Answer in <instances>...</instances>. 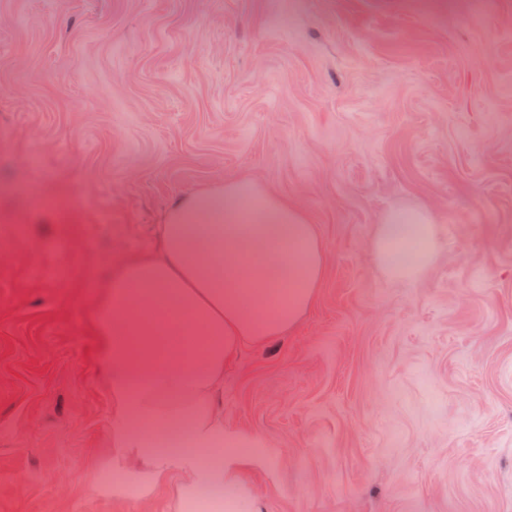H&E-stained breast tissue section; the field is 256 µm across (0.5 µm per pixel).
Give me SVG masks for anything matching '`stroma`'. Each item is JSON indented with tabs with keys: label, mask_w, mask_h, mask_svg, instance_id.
<instances>
[{
	"label": "stroma",
	"mask_w": 512,
	"mask_h": 512,
	"mask_svg": "<svg viewBox=\"0 0 512 512\" xmlns=\"http://www.w3.org/2000/svg\"><path fill=\"white\" fill-rule=\"evenodd\" d=\"M241 179L326 266L224 368L236 512H512V0H0V512H170L104 483L92 319ZM398 202L441 231L407 284L368 249Z\"/></svg>",
	"instance_id": "stroma-1"
}]
</instances>
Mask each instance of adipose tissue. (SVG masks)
<instances>
[{
  "instance_id": "adipose-tissue-1",
  "label": "adipose tissue",
  "mask_w": 512,
  "mask_h": 512,
  "mask_svg": "<svg viewBox=\"0 0 512 512\" xmlns=\"http://www.w3.org/2000/svg\"><path fill=\"white\" fill-rule=\"evenodd\" d=\"M441 245L432 209L398 203L370 241L380 273L419 279ZM325 266L317 230L287 200L251 181H232L177 202L158 250L135 257L105 284L96 327L112 397L113 448L134 470L142 496L171 471L176 508L200 490L234 489L218 446L224 366L243 339L262 343L293 327L311 304Z\"/></svg>"
}]
</instances>
